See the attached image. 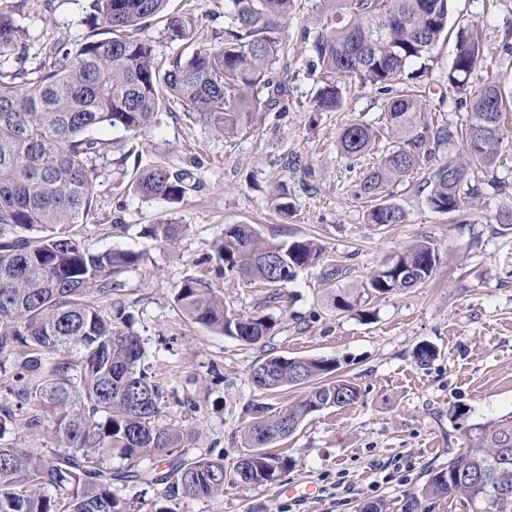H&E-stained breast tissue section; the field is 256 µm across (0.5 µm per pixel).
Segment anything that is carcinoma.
<instances>
[{"mask_svg":"<svg viewBox=\"0 0 512 512\" xmlns=\"http://www.w3.org/2000/svg\"><path fill=\"white\" fill-rule=\"evenodd\" d=\"M166 0H92L94 28L75 50L57 49L53 60L29 69L30 38L17 10L0 7V439L11 430L36 429L50 419L57 446L35 452L0 442V512H134L116 486L145 485L166 502L209 499L224 493V477L242 466L253 485L271 483L288 458L268 451L291 437L310 415L356 404L358 386L328 379L337 364L282 355L260 359L253 387L272 395L305 386L286 411L249 405L251 423L241 435L246 452L226 465L213 449L179 457L166 471L160 457L190 446L186 429L163 418L166 392L141 366L144 349L131 317L114 316L118 275L136 267L128 250L91 251L73 233L94 202V166L108 144L92 132L109 126L133 135L160 112L179 105L217 137L246 130L254 115L281 93L274 64L288 48L284 22L293 0H230L224 41L190 44L189 22L165 12ZM452 0H336V25L313 36L319 67L315 103L336 112L345 85H371L383 94L399 87L382 107L383 128L352 122L338 139L341 155L355 162L375 151L384 133L400 145L360 174L354 196L371 202L369 224H404L406 213L386 200L389 184L426 169L418 192L440 213L457 212L479 196L469 180L475 165L500 162L512 88L494 79L468 90L484 56L476 24L455 33L448 83L469 91V123L452 132L425 116L409 66L431 54L448 35ZM186 47L156 62L151 22ZM457 140L455 157L436 151ZM192 174L157 163L136 170L132 189L146 199L178 200ZM188 230L172 221L148 224L143 234L174 245ZM224 270L276 288L314 264L313 240L270 245L251 224L224 226L215 247ZM439 263L428 241L411 244L363 288L386 295L428 282ZM184 315L212 332L246 343L274 329L271 316L235 317L212 284L185 278L175 293ZM465 446L448 465L428 474L423 493L453 497L466 512H512V412L463 431ZM118 457L123 464L112 466Z\"/></svg>","mask_w":512,"mask_h":512,"instance_id":"carcinoma-1","label":"carcinoma"}]
</instances>
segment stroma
Returning a JSON list of instances; mask_svg holds the SVG:
<instances>
[{
    "instance_id": "35a3bbf8",
    "label": "stroma",
    "mask_w": 512,
    "mask_h": 512,
    "mask_svg": "<svg viewBox=\"0 0 512 512\" xmlns=\"http://www.w3.org/2000/svg\"><path fill=\"white\" fill-rule=\"evenodd\" d=\"M7 2L20 6L41 59L88 32L91 0ZM228 5L168 0L166 11L190 21L194 45L213 46L224 40ZM331 15L329 0H296L286 24L288 51L274 66L279 101L234 139L212 136L177 105L134 139L109 127L94 132L109 150L97 163L92 214L74 232L89 250L140 254L136 269L121 276L119 300L135 317L145 365L167 393L163 415L192 432L193 448L215 449L228 463L242 453L247 406L260 397L250 371L266 355L336 360V377L361 390L355 405L315 413L274 444L289 468L273 483H228L215 498L173 501V512H362L370 503L383 512H463L421 493L427 470L445 466L464 445L449 413L460 405L469 421L482 422L512 411V229L497 224L502 200L487 186L493 179L512 185V122L500 165L470 172L484 191L463 211L432 210L416 190V173L388 188L406 223H367L366 204L353 194L356 175L337 141L348 124L375 122L383 100L369 87L348 97L342 111H316L308 36ZM474 21L486 46L472 86L491 77L512 87V58L499 51L512 40V0H455L451 26ZM453 52V40L439 42L421 78L427 110L452 129L468 122L448 85ZM158 161L191 170L183 200H146L130 190L134 170ZM165 219L188 227L177 244L142 236L143 225ZM228 224L254 225L273 244L316 239L324 258L270 291L219 272L214 245ZM421 240L440 256L428 283L364 293L375 271ZM189 276L212 281L229 314L272 316L274 331L246 344L192 323L173 301ZM332 291L352 293L354 309H331ZM423 343L437 351L426 364L415 357Z\"/></svg>"
}]
</instances>
